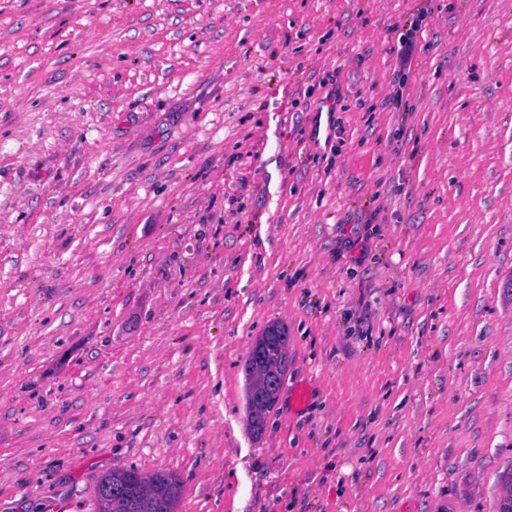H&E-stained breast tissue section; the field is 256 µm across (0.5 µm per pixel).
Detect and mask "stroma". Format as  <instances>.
<instances>
[{
    "label": "stroma",
    "instance_id": "obj_1",
    "mask_svg": "<svg viewBox=\"0 0 512 512\" xmlns=\"http://www.w3.org/2000/svg\"><path fill=\"white\" fill-rule=\"evenodd\" d=\"M115 468L174 512H498L512 0H0V512H97ZM425 14H419L414 19L405 24L407 28H400L394 26L390 31H399L396 37L397 43V54L396 62L397 66L394 69V81L398 84V90L393 96H388L385 99V105H394L397 107L401 105L404 90L406 89L409 75L412 71V66L417 57V37L418 33L422 29L423 21L425 20ZM267 332L264 361L268 366H283L285 372L288 361V337L278 327H271ZM254 367V363L252 359L249 357V354H247L244 368L246 371V374L249 378V387H248V407L250 411L251 420L254 422L263 423L264 418L268 410L273 405L275 398L273 399L271 396H266L262 402H257L256 404H252L250 401V392H251V373L250 369ZM96 495L101 490L121 486L123 494L112 498L110 512H173L180 494L177 478L159 472L141 476L137 471L112 470L97 482Z\"/></svg>",
    "mask_w": 512,
    "mask_h": 512
}]
</instances>
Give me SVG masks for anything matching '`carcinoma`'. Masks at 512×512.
Masks as SVG:
<instances>
[{"label": "carcinoma", "instance_id": "1", "mask_svg": "<svg viewBox=\"0 0 512 512\" xmlns=\"http://www.w3.org/2000/svg\"><path fill=\"white\" fill-rule=\"evenodd\" d=\"M288 337L278 327L268 329L264 361L268 366H286L288 361ZM274 403L270 396L256 404H248L251 420L262 423ZM123 487V494L112 500L111 512H173L180 494L177 478L170 473L159 472L142 476L135 470H113L102 476L96 491L109 487Z\"/></svg>", "mask_w": 512, "mask_h": 512}]
</instances>
